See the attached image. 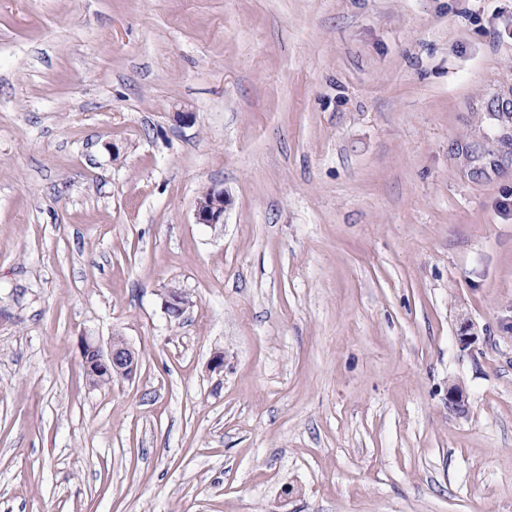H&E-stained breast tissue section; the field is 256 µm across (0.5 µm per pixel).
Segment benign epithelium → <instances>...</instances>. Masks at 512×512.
Listing matches in <instances>:
<instances>
[{
  "mask_svg": "<svg viewBox=\"0 0 512 512\" xmlns=\"http://www.w3.org/2000/svg\"><path fill=\"white\" fill-rule=\"evenodd\" d=\"M229 205L230 198L224 190L209 188L196 201L195 222L215 228L224 223V213ZM186 307L183 293L176 288L168 289L164 303L168 316L177 319L182 316ZM83 360L89 382L93 387L105 381L110 382L114 378L133 377L139 363L135 350L122 336L112 337L105 350L95 339L84 338ZM448 408L457 413L464 412V391L456 382L448 384Z\"/></svg>",
  "mask_w": 512,
  "mask_h": 512,
  "instance_id": "7a95c632",
  "label": "benign epithelium"
}]
</instances>
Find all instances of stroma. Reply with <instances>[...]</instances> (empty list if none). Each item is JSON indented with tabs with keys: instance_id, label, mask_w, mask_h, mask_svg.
Returning a JSON list of instances; mask_svg holds the SVG:
<instances>
[{
	"instance_id": "obj_1",
	"label": "stroma",
	"mask_w": 512,
	"mask_h": 512,
	"mask_svg": "<svg viewBox=\"0 0 512 512\" xmlns=\"http://www.w3.org/2000/svg\"><path fill=\"white\" fill-rule=\"evenodd\" d=\"M0 512H512V0H0ZM230 198L224 189L208 188L197 199L194 216L196 223L217 227L224 223V213ZM83 360L91 386L112 379L132 378L138 370L139 359L129 342L121 336H114L104 351L95 339L85 337Z\"/></svg>"
}]
</instances>
